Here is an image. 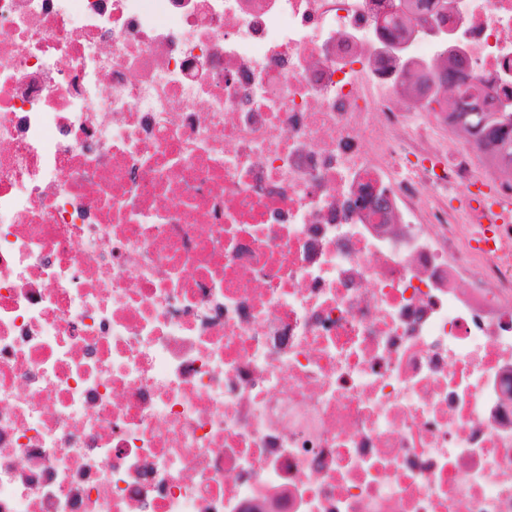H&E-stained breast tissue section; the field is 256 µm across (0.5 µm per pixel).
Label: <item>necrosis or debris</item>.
I'll return each mask as SVG.
<instances>
[{
	"instance_id": "obj_1",
	"label": "necrosis or debris",
	"mask_w": 512,
	"mask_h": 512,
	"mask_svg": "<svg viewBox=\"0 0 512 512\" xmlns=\"http://www.w3.org/2000/svg\"><path fill=\"white\" fill-rule=\"evenodd\" d=\"M0 0V512H512V0ZM384 188L357 208L360 186ZM459 107L458 103L453 118L472 134L480 143L493 146L498 152H508L512 155V112L508 116L496 117V112H485L471 104Z\"/></svg>"
}]
</instances>
